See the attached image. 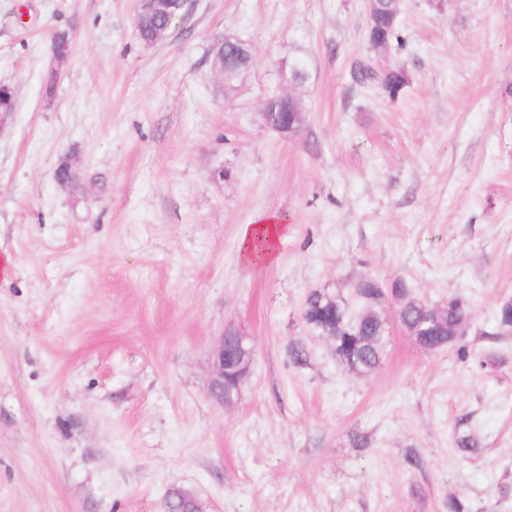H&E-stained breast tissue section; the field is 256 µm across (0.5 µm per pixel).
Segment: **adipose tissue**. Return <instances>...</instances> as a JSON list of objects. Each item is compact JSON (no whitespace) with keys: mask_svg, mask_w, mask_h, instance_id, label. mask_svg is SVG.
Here are the masks:
<instances>
[{"mask_svg":"<svg viewBox=\"0 0 512 512\" xmlns=\"http://www.w3.org/2000/svg\"><path fill=\"white\" fill-rule=\"evenodd\" d=\"M289 228L279 215L259 214L249 224L241 225L239 232V257L245 267L271 265L279 259V246L288 238Z\"/></svg>","mask_w":512,"mask_h":512,"instance_id":"obj_1","label":"adipose tissue"}]
</instances>
